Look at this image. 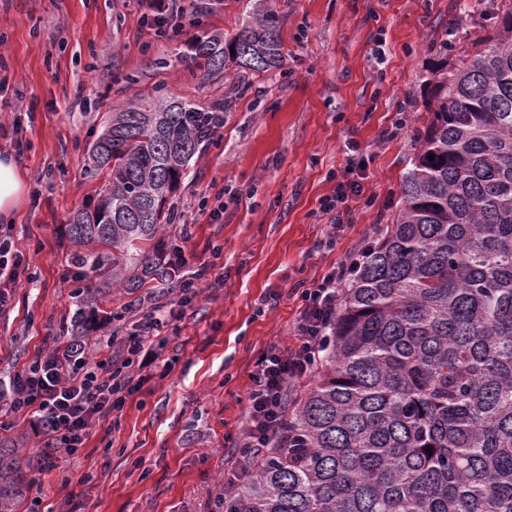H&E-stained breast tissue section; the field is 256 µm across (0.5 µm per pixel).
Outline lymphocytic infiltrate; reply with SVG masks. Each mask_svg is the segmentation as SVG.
I'll use <instances>...</instances> for the list:
<instances>
[{"instance_id": "lymphocytic-infiltrate-1", "label": "lymphocytic infiltrate", "mask_w": 512, "mask_h": 512, "mask_svg": "<svg viewBox=\"0 0 512 512\" xmlns=\"http://www.w3.org/2000/svg\"><path fill=\"white\" fill-rule=\"evenodd\" d=\"M26 270L11 225L1 224L0 310L8 307L12 289ZM347 272L346 265H339L305 288L296 344L259 360L248 397L243 452L235 480L250 476L260 451L279 438L286 419V386L311 374L318 363ZM160 314L156 307L144 312L136 330L121 337L117 350L101 348L90 360L83 347L70 344L61 353L35 355L15 374L9 408L31 415L43 438L45 471L56 470L63 456L83 448L94 420L121 412L127 399L148 383V376L142 373L144 362L158 359L165 348L159 336Z\"/></svg>"}]
</instances>
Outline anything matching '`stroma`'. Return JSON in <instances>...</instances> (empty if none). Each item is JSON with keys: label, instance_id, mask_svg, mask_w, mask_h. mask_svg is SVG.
Listing matches in <instances>:
<instances>
[{"label": "stroma", "instance_id": "1", "mask_svg": "<svg viewBox=\"0 0 512 512\" xmlns=\"http://www.w3.org/2000/svg\"><path fill=\"white\" fill-rule=\"evenodd\" d=\"M282 20L283 72H229L205 83L171 66L177 42L141 25V0H0V155L26 192L10 218L29 275L0 312V386L36 353L70 341L80 282L70 263L71 213L95 197L85 146L113 105L156 85L208 106L224 127L170 198L166 237L187 262L162 289L107 293L87 355L132 331L146 310L172 316L161 359L117 422L31 486L39 512H216L240 456L258 359L292 346L301 281L321 278L377 238L398 207L417 136L429 118L431 43L449 60L486 35L490 0H268ZM368 160L371 200L349 198L347 224L319 217L349 151ZM223 193L224 213L210 211ZM220 259H212L213 248ZM216 261L180 305V281ZM174 359L165 369V359ZM0 438L41 452L29 416L0 404ZM90 483L79 484L82 474Z\"/></svg>", "mask_w": 512, "mask_h": 512}]
</instances>
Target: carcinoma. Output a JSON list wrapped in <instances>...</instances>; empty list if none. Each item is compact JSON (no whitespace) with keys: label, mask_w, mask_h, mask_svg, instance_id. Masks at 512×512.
<instances>
[{"label":"carcinoma","mask_w":512,"mask_h":512,"mask_svg":"<svg viewBox=\"0 0 512 512\" xmlns=\"http://www.w3.org/2000/svg\"><path fill=\"white\" fill-rule=\"evenodd\" d=\"M494 20L432 70L400 207L345 279L320 379L224 512H512V8ZM197 27L175 64L204 82L285 65L264 0L231 38ZM226 110L160 94L113 110L88 149L104 183L67 224L85 282L74 335L96 328L105 289L169 280V197ZM42 466L0 446V512Z\"/></svg>","instance_id":"obj_1"}]
</instances>
